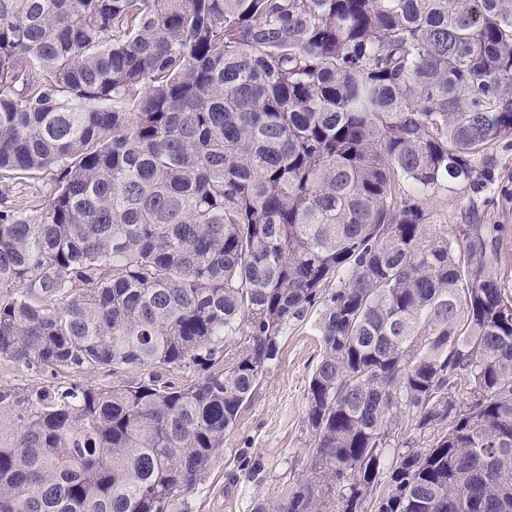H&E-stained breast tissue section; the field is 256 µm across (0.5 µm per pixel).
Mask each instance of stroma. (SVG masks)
<instances>
[{
  "mask_svg": "<svg viewBox=\"0 0 512 512\" xmlns=\"http://www.w3.org/2000/svg\"><path fill=\"white\" fill-rule=\"evenodd\" d=\"M492 153L494 180L486 195L469 188L438 189L423 197L422 207L427 223L443 231L464 223L472 208L477 209L481 223L498 225L500 273L512 290V145H495ZM49 192L45 178L0 182V204L36 206ZM317 318L313 312L305 321L288 324L277 360L261 378L235 429L225 437L223 449L170 512H253L256 503L282 502L297 480L309 476L305 397L320 354ZM148 376L145 368L53 374L0 362V382L22 386L49 382L112 385Z\"/></svg>",
  "mask_w": 512,
  "mask_h": 512,
  "instance_id": "obj_1",
  "label": "stroma"
}]
</instances>
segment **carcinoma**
<instances>
[{
	"label": "carcinoma",
	"mask_w": 512,
	"mask_h": 512,
	"mask_svg": "<svg viewBox=\"0 0 512 512\" xmlns=\"http://www.w3.org/2000/svg\"><path fill=\"white\" fill-rule=\"evenodd\" d=\"M510 140L512 0H0V180L52 183L0 361L156 370L0 383V512H168L314 309L312 476L256 512H512L498 226L420 205Z\"/></svg>",
	"instance_id": "obj_1"
}]
</instances>
